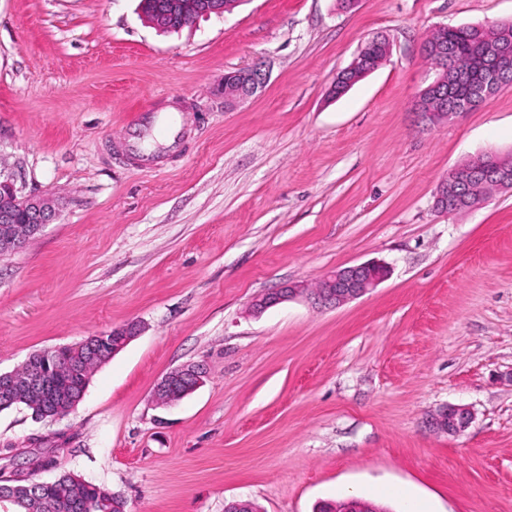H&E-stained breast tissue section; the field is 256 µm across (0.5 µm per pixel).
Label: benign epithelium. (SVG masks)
Instances as JSON below:
<instances>
[{
  "mask_svg": "<svg viewBox=\"0 0 512 512\" xmlns=\"http://www.w3.org/2000/svg\"><path fill=\"white\" fill-rule=\"evenodd\" d=\"M237 0H164L153 6V12L160 19L184 18L196 20L211 13L222 14L232 8ZM485 32L493 35L484 46V64L479 80L466 96L456 99L448 107L435 108L429 102V96L446 97L448 87L462 78L463 72L455 70L448 60V53L437 43H424V53L440 55L442 64L435 72V78L422 90L416 102V109L422 119L431 124L451 120L456 115L473 111L494 96L504 82L512 76V48L509 47L507 29L501 23L484 26ZM378 46L384 56H389L391 44L387 38H375L360 48L351 64L336 75L342 80L346 75L364 70L367 51ZM266 74L256 66L237 70L224 76V106H233L261 89ZM493 181L512 190V169L500 164L484 171L461 166L453 169L438 186L435 196L436 207L453 213L471 210L484 205L489 196L477 193V188L485 182ZM56 217L53 199L46 195H24L16 187L10 175L0 172V255L14 253L24 247L27 241L37 235ZM391 276V267L384 261H367L330 271L314 288H306L299 283L288 284L274 292L256 297L251 305L253 312L261 313L281 303L306 298L311 304L325 309L339 308L365 295ZM138 332L137 325L128 324L114 328L111 332L89 336L82 341L65 346L71 351H86L99 358L103 363L120 351ZM66 377L82 379L87 384L90 374L80 363L41 364L36 361L28 365V373L18 376L14 372L0 373V380L6 386L0 388V402L7 403L18 392H24L33 398L54 402L57 382ZM206 377V371L199 364H184L167 372L153 389V399L161 405H172L179 401L175 394V383L188 382L186 393L199 388ZM474 420L473 410L466 405H450L432 418V426L440 433L456 436L465 431ZM367 502L356 496H350L336 505V512H368Z\"/></svg>",
  "mask_w": 512,
  "mask_h": 512,
  "instance_id": "1",
  "label": "benign epithelium"
}]
</instances>
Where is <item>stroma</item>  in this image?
Here are the masks:
<instances>
[{
  "instance_id": "1",
  "label": "stroma",
  "mask_w": 512,
  "mask_h": 512,
  "mask_svg": "<svg viewBox=\"0 0 512 512\" xmlns=\"http://www.w3.org/2000/svg\"><path fill=\"white\" fill-rule=\"evenodd\" d=\"M138 0H0V169L58 218L0 257V372L138 324L65 417L0 411V477L42 448L127 512H314L352 489L401 512H512V191L434 204L448 172L512 152V87L432 126L415 109L440 24L512 0H238L158 32ZM388 58L345 95L377 35ZM261 67L228 109L224 76ZM372 259L388 280L337 309L253 300ZM200 363L171 406L152 390ZM475 419L433 432L439 408ZM374 46H378L381 48L385 59L389 56L390 51H391V44H390L389 39H387L385 37L372 39L369 42H367V44L364 47L362 46L360 48L356 57L351 62V64L348 67H346L345 69L341 70L336 75L335 81L338 82L339 80H343L346 77V75L351 74L352 72H356L360 69H364V62L366 60L367 51L371 47H374ZM376 68H378V66L375 68H372V69H368V70L364 69V72L362 74L364 76H366L367 74L373 72ZM206 377V371L199 364H184L167 372L153 389V399L161 405H172L178 402L181 397H176V381H188L187 389L183 396L199 388Z\"/></svg>"
}]
</instances>
